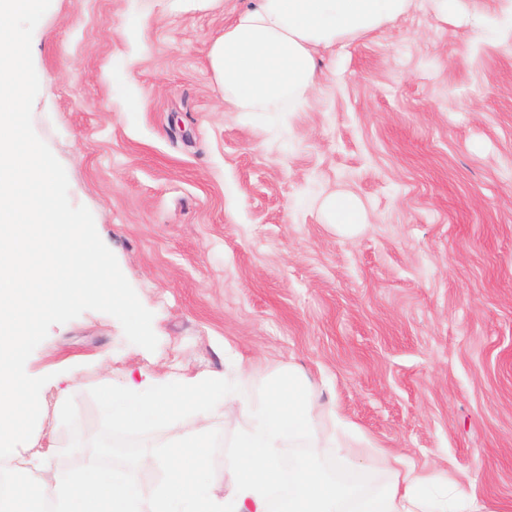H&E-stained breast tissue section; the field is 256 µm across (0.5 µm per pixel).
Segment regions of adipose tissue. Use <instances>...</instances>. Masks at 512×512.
Returning a JSON list of instances; mask_svg holds the SVG:
<instances>
[{"mask_svg": "<svg viewBox=\"0 0 512 512\" xmlns=\"http://www.w3.org/2000/svg\"><path fill=\"white\" fill-rule=\"evenodd\" d=\"M409 0H256L239 13L209 50L211 68L224 89V101L238 112H279L301 106L317 75L314 52L370 32L401 15ZM247 378L238 369L234 380L216 374L180 386L146 376L129 381L112 396V415L120 423L149 429L170 422L177 410L196 403L199 391L210 400L205 412L225 417L249 414L252 423L240 437L228 471L223 497L210 494L205 482L187 483L172 468L164 490L154 492L134 478L119 476L96 461L63 475L47 467L41 455L32 458L41 470L42 499L49 512H174L187 502L188 512H269L268 494L278 478L276 450L283 439H302L315 448L335 447L318 428L319 411L295 372L281 373L261 396L243 398L238 383ZM385 465L391 481L365 494L354 486L321 474L305 460L288 472V503L283 512H487L475 496L456 490L427 494L432 476L389 455Z\"/></svg>", "mask_w": 512, "mask_h": 512, "instance_id": "adipose-tissue-1", "label": "adipose tissue"}]
</instances>
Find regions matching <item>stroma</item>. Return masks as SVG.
<instances>
[{"instance_id":"stroma-1","label":"stroma","mask_w":512,"mask_h":512,"mask_svg":"<svg viewBox=\"0 0 512 512\" xmlns=\"http://www.w3.org/2000/svg\"><path fill=\"white\" fill-rule=\"evenodd\" d=\"M254 0H51L32 37L33 126L63 165L72 205L143 306L155 351L113 316L53 325L25 371L46 377L34 430L52 464L77 471L86 445L130 442L113 469L156 489L169 476L168 425L115 422L113 387L249 369L246 390L294 370L319 425L370 459L297 441L304 459L374 490L399 452L512 512V29L504 0H432L319 50V80L294 112H232L211 44ZM347 194L363 222L344 234L325 199ZM241 426L221 413L184 459L216 489ZM157 463L138 469L135 456Z\"/></svg>"}]
</instances>
